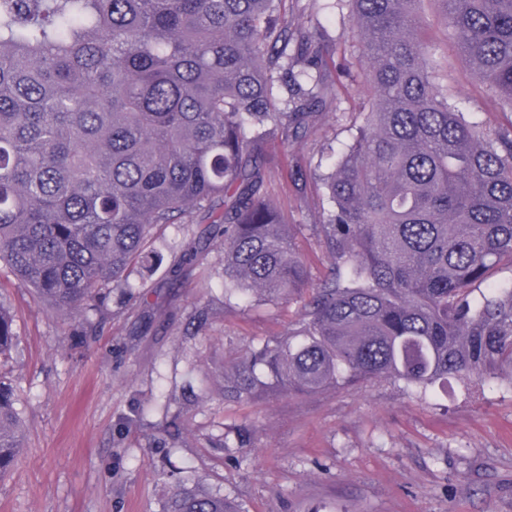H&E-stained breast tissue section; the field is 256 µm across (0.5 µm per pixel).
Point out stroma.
<instances>
[{
  "instance_id": "obj_1",
  "label": "stroma",
  "mask_w": 512,
  "mask_h": 512,
  "mask_svg": "<svg viewBox=\"0 0 512 512\" xmlns=\"http://www.w3.org/2000/svg\"><path fill=\"white\" fill-rule=\"evenodd\" d=\"M288 9L333 89L305 132H276L265 164L263 189L306 266L307 288L286 303L225 299L219 245L183 260L202 229L222 231L204 209L158 230L161 263L131 268L84 336L76 320L0 271L18 337L0 376L21 397L26 435L0 477V512H159L175 468L245 512H512V383H460L451 397L386 378L317 392L266 388L248 400L218 389L224 367L249 346L298 326L328 274L321 177L352 143L370 101L348 0H290ZM418 14L468 120L490 131L512 126V113L455 49L436 0H421Z\"/></svg>"
}]
</instances>
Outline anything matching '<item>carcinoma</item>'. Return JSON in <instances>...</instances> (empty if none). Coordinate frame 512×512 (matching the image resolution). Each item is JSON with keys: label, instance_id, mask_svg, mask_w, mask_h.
<instances>
[{"label": "carcinoma", "instance_id": "1", "mask_svg": "<svg viewBox=\"0 0 512 512\" xmlns=\"http://www.w3.org/2000/svg\"><path fill=\"white\" fill-rule=\"evenodd\" d=\"M285 0H0V268L68 317L149 257L157 227L220 201L224 296L306 287L262 187L265 141L299 133L330 91ZM372 96L323 181L332 268L290 334L224 371L223 395L393 378L512 380V127L484 133L418 36L420 0H349ZM480 80L512 111V0H437ZM300 70H295V67ZM16 348L0 299V360ZM24 446L0 378V476ZM161 512H245L183 476Z\"/></svg>", "mask_w": 512, "mask_h": 512}]
</instances>
